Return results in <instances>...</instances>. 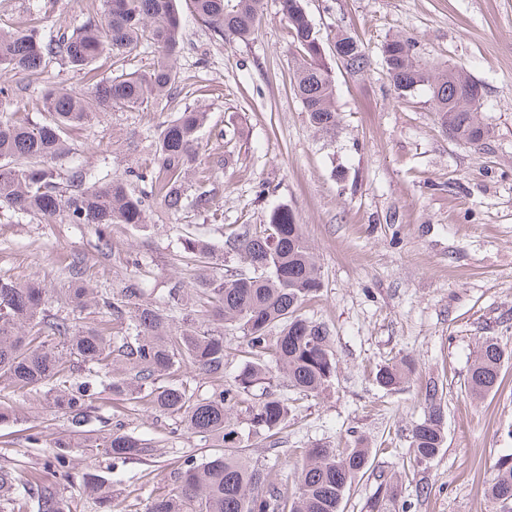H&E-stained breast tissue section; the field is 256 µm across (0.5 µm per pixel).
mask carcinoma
<instances>
[{
  "label": "carcinoma",
  "mask_w": 512,
  "mask_h": 512,
  "mask_svg": "<svg viewBox=\"0 0 512 512\" xmlns=\"http://www.w3.org/2000/svg\"><path fill=\"white\" fill-rule=\"evenodd\" d=\"M193 12L228 43L247 41L255 33L264 0H189ZM280 10L301 61L293 91L304 104L317 131L336 130L334 78L302 0H280ZM103 20L88 21L45 38L37 27L19 32L0 25V67L30 79L48 73L53 64L92 70L104 52L117 57L146 41L161 59L143 72L116 68L92 83L89 94L47 87L43 111L35 121L24 111L16 91L0 87V208L15 214L54 216L66 213L72 224H94L106 242L114 224L148 223L151 203L178 212L187 206L217 217L219 208L209 189L211 176L202 170L192 187L186 172L200 165L199 133L207 114L195 107L167 123L155 149L154 166L130 170L124 178L86 185L91 175L76 167L67 187L57 182L53 163L66 157L68 133L114 108L140 107L161 94L175 93L180 76L167 61L183 43L175 0H102ZM336 44L349 48L347 72L360 75L369 67L361 46L349 36ZM414 42L396 36L383 45V61L403 92L428 90L434 110L449 134L467 145L484 140L489 130L480 121L477 102L455 98L472 82L462 70L435 68L414 57ZM143 184L135 192L130 181ZM244 267L226 268L224 253L197 237H186L183 253L199 264L189 304L184 291H168L166 307L144 299L129 282L100 296L84 279V260L69 264L72 310L94 305L104 310L99 322L79 323L51 310L45 288L36 280L0 275V387L19 392L41 391L54 412L72 425V435L48 446L49 462L60 471L70 466L71 449L96 448L112 467L147 461L154 442L117 423L101 434L86 429L93 409V386L112 396L151 407L175 420L174 432L194 437L215 452L201 461L187 458L171 471L172 488L153 498L147 512H343L342 504L355 480L370 467L371 450L308 449L298 473L297 495L288 499L269 480L271 467L248 456L250 442H272L288 421V398L277 393L280 378L305 396L316 397L331 384L336 359L330 331L305 318L303 305L321 288L316 260L301 225L286 208L273 210L268 223L241 224L225 240ZM176 320L180 331L173 332ZM241 333L246 345L231 383L224 385L228 350L224 329ZM505 352L492 337L481 343L470 367L468 390L484 397L499 389ZM403 356L380 366L378 384L395 390L415 371ZM198 372L219 385L211 393L186 381H168L177 371ZM423 419L412 428L413 458L422 464L439 454L445 441L444 414L436 386L427 389ZM82 493L103 512H111L112 485L90 466L82 476ZM496 502L512 497V457L498 465L497 476L484 489ZM398 487L378 485L367 512H396ZM0 512H72L57 488L34 472L19 474L0 465Z\"/></svg>",
  "instance_id": "cac0c4a2"
}]
</instances>
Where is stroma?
I'll return each instance as SVG.
<instances>
[{
  "mask_svg": "<svg viewBox=\"0 0 512 512\" xmlns=\"http://www.w3.org/2000/svg\"><path fill=\"white\" fill-rule=\"evenodd\" d=\"M99 0H0V19L44 37L97 18ZM331 64L337 126L317 132L292 91L297 53L278 0H265L255 38L225 43L177 0L184 43L173 63L179 94L139 109H115L70 134L63 170L80 167L94 180L152 166L155 141L177 112L192 106L209 117L200 132L201 165L213 175L218 218L153 204L148 224L113 225L101 244L92 224L0 215V274L40 281L53 310L71 313L64 270L82 256L100 291L139 282L162 300L180 284L191 292L197 267L182 241L198 236L223 248L231 224H263L274 209H290L318 258L320 293L302 314L332 336L336 373L320 396L289 394L288 423L275 448L258 445L253 458L273 463L281 495L294 496L308 448H344L362 439L372 465L343 502L366 512L380 480H397L406 512H500L484 494L498 464L512 456V0H304ZM360 41L370 59L362 75L337 60L336 35ZM411 37L418 60L466 71L483 88L479 109L488 127L477 146L452 140L425 90L399 94L382 62L393 35ZM86 89L83 74L52 65L31 81L0 68V86L19 89L37 116L46 83ZM505 350L502 383L481 399L468 391L469 369L485 337ZM416 371L401 389L375 380L379 366L403 355ZM437 382L445 443L417 464L411 429L425 413V387ZM0 404L21 418L0 424V462L40 470L64 496L76 494L96 464L112 485V512H146L170 487L171 471L205 450L196 439L172 437L173 421L100 393L89 429L104 421L152 438V463L111 468L85 451L66 472L46 468L44 446L67 434L43 394L0 390ZM39 434L42 445L30 447Z\"/></svg>",
  "mask_w": 512,
  "mask_h": 512,
  "instance_id": "1",
  "label": "stroma"
}]
</instances>
